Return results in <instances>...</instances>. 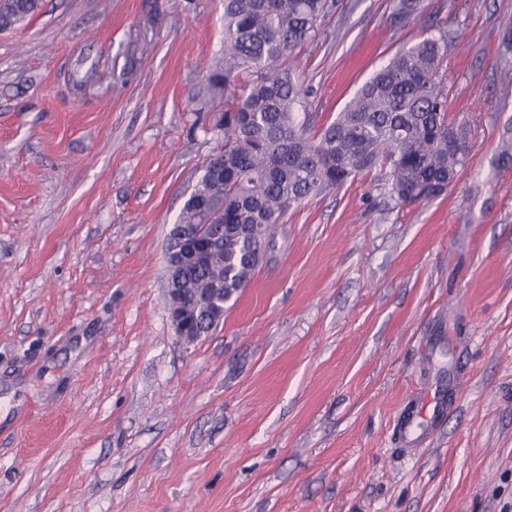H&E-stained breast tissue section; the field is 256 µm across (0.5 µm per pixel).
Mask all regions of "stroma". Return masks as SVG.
Instances as JSON below:
<instances>
[{"mask_svg": "<svg viewBox=\"0 0 512 512\" xmlns=\"http://www.w3.org/2000/svg\"><path fill=\"white\" fill-rule=\"evenodd\" d=\"M341 0L296 63L325 119L447 30L456 181L292 207L193 343L169 232L222 146L224 0H43L0 32V512H512V0ZM454 408L406 452L417 394ZM394 22L399 28H406L422 14L420 0H394ZM182 304V298L175 289L167 288L166 306L175 333L184 342L193 343L201 336H193L191 323L182 311Z\"/></svg>", "mask_w": 512, "mask_h": 512, "instance_id": "1", "label": "stroma"}]
</instances>
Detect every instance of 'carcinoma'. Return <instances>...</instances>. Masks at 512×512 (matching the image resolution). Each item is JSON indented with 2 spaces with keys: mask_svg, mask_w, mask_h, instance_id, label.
I'll use <instances>...</instances> for the list:
<instances>
[{
  "mask_svg": "<svg viewBox=\"0 0 512 512\" xmlns=\"http://www.w3.org/2000/svg\"><path fill=\"white\" fill-rule=\"evenodd\" d=\"M39 7L40 0H0V31ZM338 8L339 0H224V60L210 75L224 86L223 144L179 220L188 230L209 224L207 261L182 279L204 335L214 305L249 283L290 208L377 166L406 203L442 194L458 176L468 131L448 120L443 29L402 46L334 120L308 112L299 121L306 93L295 59ZM421 14L420 0H394L398 27ZM450 135L460 141L455 150Z\"/></svg>",
  "mask_w": 512,
  "mask_h": 512,
  "instance_id": "1",
  "label": "carcinoma"
}]
</instances>
